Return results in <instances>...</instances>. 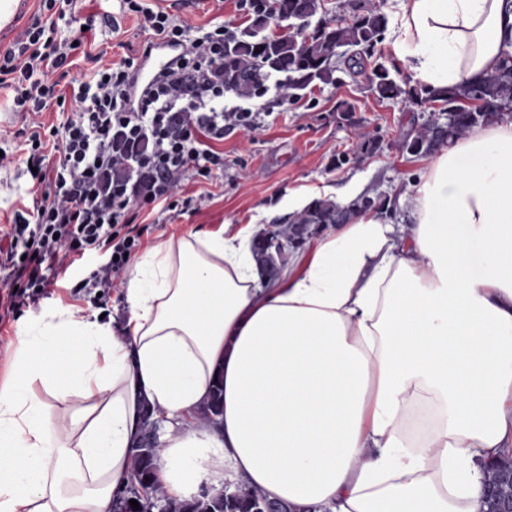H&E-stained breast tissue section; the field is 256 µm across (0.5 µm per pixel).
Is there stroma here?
I'll use <instances>...</instances> for the list:
<instances>
[{"label": "stroma", "mask_w": 512, "mask_h": 512, "mask_svg": "<svg viewBox=\"0 0 512 512\" xmlns=\"http://www.w3.org/2000/svg\"><path fill=\"white\" fill-rule=\"evenodd\" d=\"M244 3L144 0L145 6L167 11L192 26H243L247 19ZM86 11L95 17L96 40L107 49L109 59L140 58L148 39L140 17L125 12L120 0H90ZM342 101L353 105L352 116L337 112ZM243 107L259 110V128L253 132L225 129L223 180L188 181L185 189L192 199L190 208L140 213V222L149 226L141 239L142 248L172 235L216 232L227 221L270 227L285 217L279 208L282 197L300 188L339 189L353 181L361 192L394 200L429 162L428 157L406 153L402 140L413 125L430 117V110L400 100H377L361 77L316 85L302 100L285 105L273 88L263 98L247 102L225 96V110ZM358 128L378 136L374 153L360 154L354 135ZM344 154L349 163L337 165V157ZM31 185L24 163L0 170V226L8 224L15 209L31 203L27 193ZM106 261V256L95 254L76 262L58 276L37 307L0 321V381L7 374L19 329L49 311L67 308L89 318L110 315L114 328H121L122 318L113 315L121 303L120 293L101 302L79 286L81 279Z\"/></svg>", "instance_id": "35a3bbf8"}]
</instances>
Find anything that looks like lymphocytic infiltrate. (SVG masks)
I'll list each match as a JSON object with an SVG mask.
<instances>
[{
    "instance_id": "lymphocytic-infiltrate-1",
    "label": "lymphocytic infiltrate",
    "mask_w": 512,
    "mask_h": 512,
    "mask_svg": "<svg viewBox=\"0 0 512 512\" xmlns=\"http://www.w3.org/2000/svg\"><path fill=\"white\" fill-rule=\"evenodd\" d=\"M142 14L150 46L176 55L169 70L133 94L131 60L115 64L83 52L75 30L81 0H41L27 28L0 49V90L24 126L16 149L0 154V168L23 154L32 169L35 196L0 233V316L17 315L39 303L51 281L45 266L69 269L93 253L113 258L81 280V287L109 298L141 245L146 230L137 218L158 205L178 207L186 180L224 175L216 145L224 130L252 131L257 115L224 109V83L215 67L224 57V26L191 28L169 13L123 0ZM89 68L70 92H62L76 52ZM70 109L59 125L46 127L42 114Z\"/></svg>"
}]
</instances>
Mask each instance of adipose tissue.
I'll use <instances>...</instances> for the list:
<instances>
[{"instance_id":"ef3b65f1","label":"adipose tissue","mask_w":512,"mask_h":512,"mask_svg":"<svg viewBox=\"0 0 512 512\" xmlns=\"http://www.w3.org/2000/svg\"><path fill=\"white\" fill-rule=\"evenodd\" d=\"M392 13L394 61L431 87L512 53V0ZM399 203L411 224L359 212L264 286L257 225L172 236L128 273L121 333L61 308L21 329L0 512H110L145 401L179 500L239 479L319 512H481L483 464L512 449V121L450 140ZM212 391H211V394H210V397H209V400L208 402L206 403V405L203 407V409L201 410V419H202V423H205L210 421V414H216L218 411L220 412L221 409H222V405H223V380L221 379V377H217V382H214V378H213V382H212ZM221 413H218L216 415H213L211 417V423L210 424H215L216 423V420H217V423L216 425L218 424V419L217 417L220 416Z\"/></svg>"}]
</instances>
